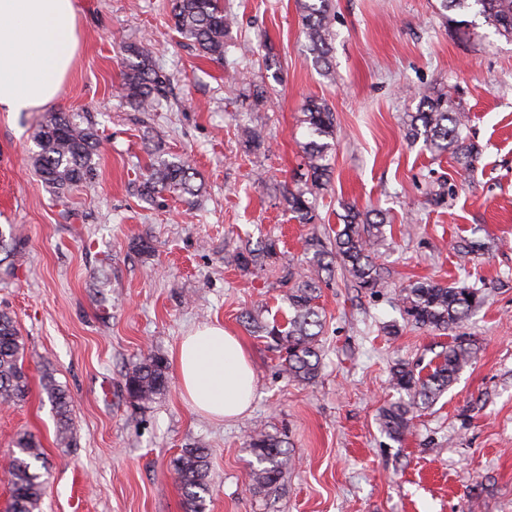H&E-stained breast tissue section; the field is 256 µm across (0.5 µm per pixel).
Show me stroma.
<instances>
[{
    "label": "stroma",
    "mask_w": 512,
    "mask_h": 512,
    "mask_svg": "<svg viewBox=\"0 0 512 512\" xmlns=\"http://www.w3.org/2000/svg\"><path fill=\"white\" fill-rule=\"evenodd\" d=\"M232 54L224 67L172 30L169 0H76L80 49L50 108L0 111V226H14L22 252L0 281V310L25 344L30 391L0 408V465L18 433L41 444L34 469L47 482L39 512H183L170 461L209 448L207 512H512V40L468 13L457 29L438 0H335L332 75L318 68L295 0H230ZM149 42L166 78L153 112L115 97L122 45ZM273 52L277 71L264 55ZM265 87L250 106L231 72ZM461 98L482 149L465 167L406 136L421 93ZM325 100L336 116L333 175L317 200L320 220L301 224L282 202L301 163L302 104ZM94 113L103 147L95 189L51 193L32 165L33 134L48 112ZM261 127L267 150L246 151L236 116ZM189 161L202 186L192 203L145 200L155 157ZM444 190L445 202L431 200ZM387 217L377 294L342 274L322 285L324 367L316 383L292 382L278 351L241 321L288 310L287 268L306 269L304 242L334 229L342 203ZM279 242L273 262L244 272L236 248ZM488 243L459 254L460 239ZM149 242L141 250L140 242ZM490 283L487 299L453 333L404 325L396 292L416 280ZM219 324L249 349L255 401L238 421L218 423L184 401L177 375L153 401L133 402L125 374L142 354L171 359L181 338ZM397 324L399 335L384 327ZM477 345L476 360L411 435L395 442L379 409L395 400L391 367L427 364L453 336ZM72 398L73 443L56 438L44 369ZM286 436L292 464L276 495L251 491L254 427Z\"/></svg>",
    "instance_id": "obj_1"
}]
</instances>
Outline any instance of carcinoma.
I'll return each instance as SVG.
<instances>
[{
    "instance_id": "obj_1",
    "label": "carcinoma",
    "mask_w": 512,
    "mask_h": 512,
    "mask_svg": "<svg viewBox=\"0 0 512 512\" xmlns=\"http://www.w3.org/2000/svg\"><path fill=\"white\" fill-rule=\"evenodd\" d=\"M440 10L466 14L476 11L495 33L512 39V0H439ZM303 33L316 64L330 73L329 53L333 38L332 0H296ZM174 30L200 56L222 63L228 52V37L235 16L224 0H171ZM125 70L122 72L119 98L134 111L157 110L166 94V79L156 68L153 49L143 43L124 47ZM306 140L299 143L301 171L292 188H285L282 199L286 210L300 224H314L318 219L316 197L330 181L331 159L336 142V117L329 105L310 98L301 108ZM467 116L460 102L445 93H424L417 110L408 114L407 136L435 154L451 153L465 166L473 165L481 155L480 146L466 133ZM245 146L258 151L264 145L261 132L249 123L237 128ZM37 151L34 168L41 182L56 196L74 187L91 188L98 177L97 161L100 139L97 123L90 112H54L38 127L34 136ZM194 172L184 161L158 158L142 182V193L157 197L175 194L185 202L197 195ZM344 214L335 236L327 241L318 236L308 238L304 251L310 255L309 266L317 273L312 278L293 268L288 269L290 315L284 323L262 322L250 312L244 323L257 336L268 339L282 354L283 371L288 377L310 383L322 368L319 343L323 319L316 300L320 283L329 280L339 269L352 285L373 294L384 286L385 275L375 260L384 240L386 217L380 211L363 212L352 204L342 205ZM278 243L274 239L252 249L244 247L234 254L236 266L249 271L264 260L275 258ZM22 242L14 228H0V277L13 275ZM486 285H443L433 281H413L399 290V310L406 323L417 328L448 331L465 320L485 302ZM473 340L460 336L446 346L429 364L418 371L405 363L391 368L389 385L399 394L398 400L383 407L380 420L388 436L399 441L413 426L415 412L433 405L457 381L460 373L476 358ZM29 377L24 368V349L15 319L0 312V403L18 402L27 394ZM43 390L56 417L57 436L65 444L72 438L70 398L44 369ZM168 366L155 354L145 356L125 375V390L134 401L146 402L166 389ZM13 453L3 472L10 488V512H36L44 496L41 475L31 470V461L41 458L42 449L27 432L18 435ZM248 448L255 459L252 467L253 490L257 493L276 486L288 466L290 456L285 441L264 428L249 436ZM173 470L180 486L186 512H206L209 495L208 449L194 444L181 450L173 460Z\"/></svg>"
}]
</instances>
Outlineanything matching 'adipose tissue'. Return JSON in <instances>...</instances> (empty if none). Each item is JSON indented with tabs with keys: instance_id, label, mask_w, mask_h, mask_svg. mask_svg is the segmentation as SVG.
<instances>
[{
	"instance_id": "1",
	"label": "adipose tissue",
	"mask_w": 512,
	"mask_h": 512,
	"mask_svg": "<svg viewBox=\"0 0 512 512\" xmlns=\"http://www.w3.org/2000/svg\"><path fill=\"white\" fill-rule=\"evenodd\" d=\"M79 45L75 0H0V109L51 105ZM182 395L202 415L232 421L249 410L256 377L239 337L209 325L183 337L174 356Z\"/></svg>"
}]
</instances>
